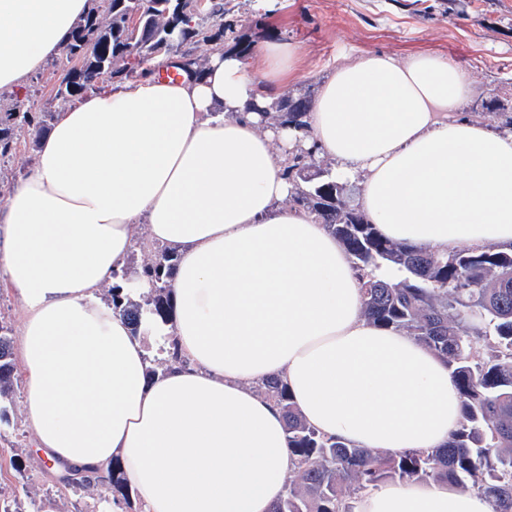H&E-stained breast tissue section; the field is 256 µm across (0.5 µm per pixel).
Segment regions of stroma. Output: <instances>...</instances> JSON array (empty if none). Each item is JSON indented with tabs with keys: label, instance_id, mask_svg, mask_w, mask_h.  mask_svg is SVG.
I'll use <instances>...</instances> for the list:
<instances>
[{
	"label": "stroma",
	"instance_id": "stroma-1",
	"mask_svg": "<svg viewBox=\"0 0 512 512\" xmlns=\"http://www.w3.org/2000/svg\"><path fill=\"white\" fill-rule=\"evenodd\" d=\"M239 34L250 43L264 40L296 45L292 94L318 92L334 68L364 53L398 59L418 54L445 56L467 69L473 97L512 92V0H245L230 12ZM52 66L31 76L21 102L46 112L68 106L56 99ZM7 418L0 422V499L37 501L53 512H96L109 491L93 486L64 491L54 469L17 473L13 456L43 454L26 425L24 374L16 372L11 399L0 402Z\"/></svg>",
	"mask_w": 512,
	"mask_h": 512
}]
</instances>
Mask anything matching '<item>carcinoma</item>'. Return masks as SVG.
<instances>
[{
	"label": "carcinoma",
	"mask_w": 512,
	"mask_h": 512,
	"mask_svg": "<svg viewBox=\"0 0 512 512\" xmlns=\"http://www.w3.org/2000/svg\"><path fill=\"white\" fill-rule=\"evenodd\" d=\"M194 0H92L89 13L71 31L63 47L65 63L56 74L67 75L55 84V97L73 102L106 83H122L145 73L160 52L189 61L199 70L204 64L195 49L238 50L248 57L242 36L221 20L229 12L224 0L212 9L184 21ZM139 16L148 38L144 50L131 48L126 31ZM106 77L98 80V71ZM312 95L285 92L261 108L272 126L288 125L300 132L289 152L284 174L294 190L288 202L314 216L342 243L363 284L364 317L402 331L448 364L457 386L462 417L448 443L430 451L389 452L351 447L309 426L279 377H270L257 390L272 400L285 418L288 447L295 467L285 481V493L272 512H350L349 503L361 491L385 482H450L464 491L488 497L493 512H512V249L496 246L453 253L418 250L386 239L377 226L348 201L349 189L336 182L328 167L306 146L305 117ZM472 112L505 117L512 128V101L492 97L475 101ZM55 120L53 112H38L15 102L0 107V195L10 187L4 163L17 149V133L38 135ZM141 254L136 278L123 272L124 284L145 279L143 301L130 300L123 284L109 289L114 311L141 332L150 318L172 321L171 282L178 254L174 248L145 238L135 242L131 255ZM383 267L402 272L398 281L374 275ZM166 358L148 368L151 375L173 364H184L176 341ZM14 340L10 323L0 317V399L12 393L15 379ZM113 504L128 500L127 484L112 470Z\"/></svg>",
	"instance_id": "obj_1"
}]
</instances>
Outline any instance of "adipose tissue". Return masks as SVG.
Wrapping results in <instances>:
<instances>
[{
  "label": "adipose tissue",
  "mask_w": 512,
  "mask_h": 512,
  "mask_svg": "<svg viewBox=\"0 0 512 512\" xmlns=\"http://www.w3.org/2000/svg\"><path fill=\"white\" fill-rule=\"evenodd\" d=\"M88 0H0V91L66 43ZM232 52L202 73L148 74L85 97L42 138L0 206V274L21 300L25 414L55 470L98 486L120 470L143 512H271L294 466L280 409L256 383L281 376L305 422L358 448L446 444L461 420L447 364L367 321L352 259L288 206L295 133L255 104L292 78L297 48ZM473 81L446 57L365 53L323 82L308 114L319 155L357 205L417 248L512 245V132L457 117ZM177 246L173 325L188 364L147 378L146 352L97 291L139 225ZM352 512H492L445 483H385Z\"/></svg>",
  "instance_id": "ef3b65f1"
}]
</instances>
